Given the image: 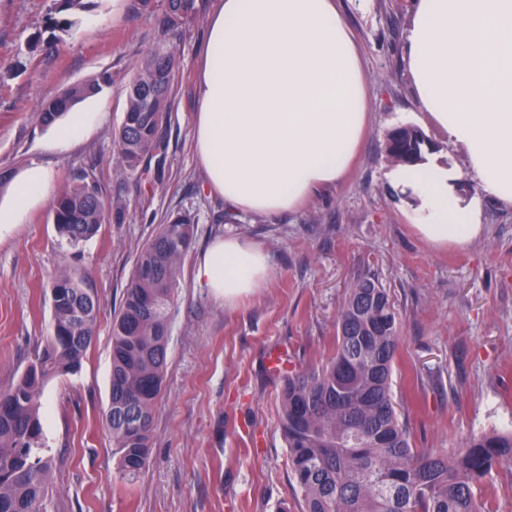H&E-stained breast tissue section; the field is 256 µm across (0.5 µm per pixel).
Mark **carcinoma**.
I'll list each match as a JSON object with an SVG mask.
<instances>
[{"instance_id": "carcinoma-1", "label": "carcinoma", "mask_w": 512, "mask_h": 512, "mask_svg": "<svg viewBox=\"0 0 512 512\" xmlns=\"http://www.w3.org/2000/svg\"><path fill=\"white\" fill-rule=\"evenodd\" d=\"M196 13V0H167L163 40L128 83L116 138L122 170L130 176L162 174L167 144L161 132L171 111L177 46ZM113 80L105 70L65 89L41 106V124H54ZM424 140L419 128L399 126L388 133L385 150L393 161L412 166L422 160ZM52 210L58 233L71 244L125 218L85 170L55 199ZM193 236L187 214L158 226L137 257L112 319L104 417L128 478L148 460L167 366L169 312ZM51 299L48 336L18 380L0 391V512H46L52 463L43 444L40 395L49 380L78 371L97 327V302L84 278L62 271L52 282ZM399 340L386 288L358 276L338 311L334 355L286 377L281 429L302 512H484L477 495L481 479L495 465H512V432L471 436L451 454L412 446L391 391Z\"/></svg>"}]
</instances>
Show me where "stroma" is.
Instances as JSON below:
<instances>
[{"label": "stroma", "mask_w": 512, "mask_h": 512, "mask_svg": "<svg viewBox=\"0 0 512 512\" xmlns=\"http://www.w3.org/2000/svg\"><path fill=\"white\" fill-rule=\"evenodd\" d=\"M178 48L168 148L161 177L123 174L115 133L125 86L161 38L166 0H83L77 27H50L61 0H0V170L38 165L51 195L0 237V390L34 359L53 319L51 283L63 270L85 278L99 303L97 332L78 373L51 380L40 398L43 439L53 459L48 512H301L281 429L286 374L329 359L338 310L357 275L375 274L401 323L391 390L413 447L451 453L473 434L512 431V208L485 200L480 235L431 247L410 221L411 194L388 174V132L419 127L438 162L464 172L460 146L416 100L402 58L410 0H339L354 32L368 92V126L352 171L335 187L282 215L234 211L212 194L193 150L195 82L207 22L220 0H197ZM111 87L76 104L83 138L56 146L43 102L103 70ZM94 171L104 197L126 207L70 245L52 220L53 198L78 169ZM194 219L169 320L168 360L149 460L132 479L103 418L109 400L110 328L137 256L173 214ZM218 236L257 244L271 273L227 305L196 286L198 253ZM282 352L281 372L269 370ZM485 512H512V466L480 483Z\"/></svg>", "instance_id": "1"}]
</instances>
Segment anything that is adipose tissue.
<instances>
[{
    "label": "adipose tissue",
    "mask_w": 512,
    "mask_h": 512,
    "mask_svg": "<svg viewBox=\"0 0 512 512\" xmlns=\"http://www.w3.org/2000/svg\"><path fill=\"white\" fill-rule=\"evenodd\" d=\"M416 97L463 148L480 192L458 193L456 169L426 159L391 172L417 200L411 220L430 244L461 245L481 231L484 198L512 206V0H412L403 47ZM195 93L194 153L211 192L230 208H300L349 171L367 124L360 49L336 0H221L210 16ZM50 191L28 168L0 234ZM270 273L263 248L216 238L196 283L230 302Z\"/></svg>",
    "instance_id": "adipose-tissue-1"
}]
</instances>
